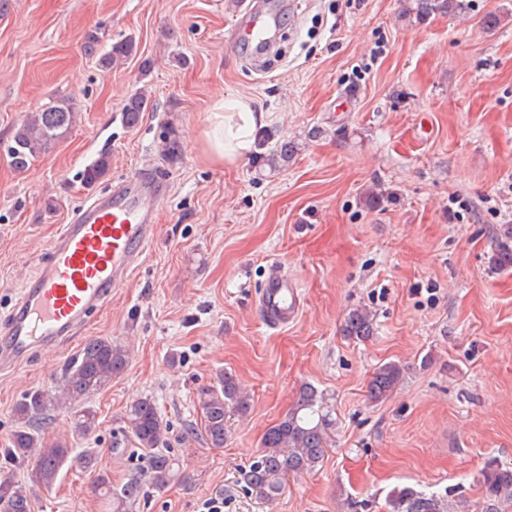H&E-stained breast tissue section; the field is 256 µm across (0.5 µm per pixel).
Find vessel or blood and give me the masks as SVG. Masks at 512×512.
Instances as JSON below:
<instances>
[{
	"label": "vessel or blood",
	"mask_w": 512,
	"mask_h": 512,
	"mask_svg": "<svg viewBox=\"0 0 512 512\" xmlns=\"http://www.w3.org/2000/svg\"><path fill=\"white\" fill-rule=\"evenodd\" d=\"M243 17L250 41L270 42L277 26L276 10L253 4ZM168 190L163 179L140 170L111 193L91 197L73 211L0 330V371L65 343L92 311L111 301L113 290L129 278L152 241L155 218ZM260 307L272 327L294 321L301 308L295 280L271 268Z\"/></svg>",
	"instance_id": "obj_1"
}]
</instances>
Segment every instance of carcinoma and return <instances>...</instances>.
I'll list each match as a JSON object with an SVG mask.
<instances>
[{
  "label": "carcinoma",
  "mask_w": 512,
  "mask_h": 512,
  "mask_svg": "<svg viewBox=\"0 0 512 512\" xmlns=\"http://www.w3.org/2000/svg\"><path fill=\"white\" fill-rule=\"evenodd\" d=\"M415 4L420 19L436 13H461L468 7L465 0H415ZM135 51V40L128 37L104 51L99 65L108 69ZM146 105L142 94L131 95L123 108L127 124H136ZM74 115L69 105L55 101L20 123L15 128L13 144L8 147L11 165L18 171L29 169L42 152L72 127ZM108 169L109 157L104 154L84 170L83 179L93 185ZM496 262L500 266L512 265V228L504 232ZM374 330L373 314L365 308L352 310L343 328L344 335L358 340L370 338ZM127 362V352L119 343L108 338L92 339L67 366L54 390L33 391L17 405L18 423L11 435L8 457L22 461L32 458L34 465L23 481L0 479V512H31V487H51L71 457L73 449L68 441L58 439L51 444L44 441L43 421L64 407L74 411L80 431L85 434L96 431L97 414L86 400L122 374ZM402 374L403 368L394 362L380 366L369 382V398L373 401L387 398ZM200 406L201 435L211 447L222 448L228 436L227 422L235 415L242 417L249 412L250 396L235 374L221 371L214 385L201 390ZM124 423L131 444L141 451L142 463L118 487L110 485L106 474L99 475L105 495L112 502L111 512H137L150 490L159 491L187 478L179 459L164 448L170 424L161 416L153 399L141 397L133 401L126 409ZM332 425V408L325 394L312 386L301 388L288 414L265 432L258 457L243 472L248 493L259 500H270L280 494L289 475L314 471L324 459ZM479 490L483 512H505V507L512 506V467L488 461L480 472ZM386 512H464V501L459 499L453 504L444 497L403 486L390 492Z\"/></svg>",
  "instance_id": "1"
}]
</instances>
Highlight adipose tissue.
<instances>
[{
    "instance_id": "obj_1",
    "label": "adipose tissue",
    "mask_w": 512,
    "mask_h": 512,
    "mask_svg": "<svg viewBox=\"0 0 512 512\" xmlns=\"http://www.w3.org/2000/svg\"><path fill=\"white\" fill-rule=\"evenodd\" d=\"M266 119L265 112L257 110L248 99H225L207 118V158L228 165L245 159L253 148V132Z\"/></svg>"
}]
</instances>
